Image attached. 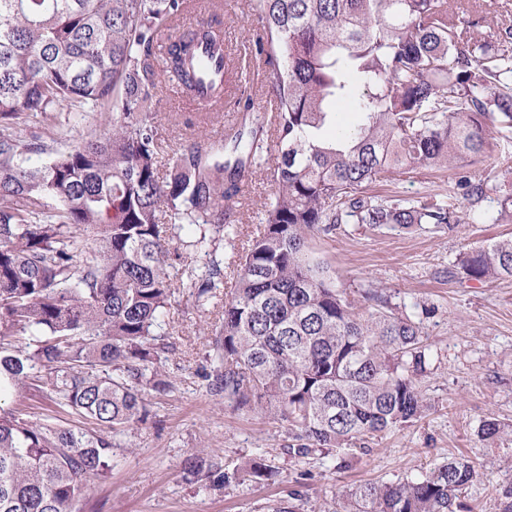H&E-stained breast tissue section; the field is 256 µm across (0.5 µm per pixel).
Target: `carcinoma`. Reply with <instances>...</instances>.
I'll return each mask as SVG.
<instances>
[{
	"label": "carcinoma",
	"mask_w": 512,
	"mask_h": 512,
	"mask_svg": "<svg viewBox=\"0 0 512 512\" xmlns=\"http://www.w3.org/2000/svg\"><path fill=\"white\" fill-rule=\"evenodd\" d=\"M192 0H0V392L32 389L108 433L54 427L0 407V512H75L87 482L111 470L115 437L144 421L147 397L173 388L162 361L175 290L213 315L210 389L236 411L288 423L290 452L364 445L427 414L421 378L432 362L416 315L385 293L355 310L308 253L342 224L451 230L464 221L433 195L382 197L372 183L406 167L456 169L491 156L512 134V26L469 36L455 0H253L257 55L271 69L270 118L251 96L217 140L166 154L150 121L162 79L196 94L199 47L221 41L209 23L182 29ZM176 29L164 53L160 33ZM348 104L360 116L336 122ZM112 115L104 133L33 162L14 125L50 130L62 112ZM280 161L257 234L230 291L217 242L239 186L268 140ZM236 156L219 159L226 144ZM471 209L487 186L454 182ZM512 220V191L497 216ZM194 234L173 246L184 227ZM200 253L205 269L186 262ZM181 264L179 283L170 268ZM465 278L512 277V239L460 259ZM29 342L14 348L8 338ZM512 424L480 420L483 440ZM184 473L213 488L269 481L254 458L226 471L199 456ZM476 478L464 458L399 483L346 489L336 512H454ZM295 489L271 512H301Z\"/></svg>",
	"instance_id": "cac0c4a2"
}]
</instances>
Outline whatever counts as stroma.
Listing matches in <instances>:
<instances>
[{
  "label": "stroma",
  "instance_id": "1",
  "mask_svg": "<svg viewBox=\"0 0 512 512\" xmlns=\"http://www.w3.org/2000/svg\"><path fill=\"white\" fill-rule=\"evenodd\" d=\"M458 6L461 17L483 18L485 37L494 36L500 24H512V0L491 5L458 0ZM192 14L224 36V108L200 111L191 99L172 101L168 86L157 85L151 120L175 148L204 134H220L240 93L251 95L261 112L273 102L268 75L251 56L257 17L250 0L220 9L204 2ZM106 127L105 115L91 111L61 120L46 133L22 118L15 133L23 143L64 151L88 130ZM279 159L276 147H268L236 200L234 221L220 243L226 272H233L242 245L260 224L274 191L266 170ZM468 171L491 188L512 184V137L499 140L494 159ZM453 178V171L419 165L384 177L371 191L408 199L428 194L452 198L466 215L454 230L429 224L409 230L348 224L336 235L311 242L313 257L327 266L338 286L347 288L351 299L361 300L363 291L378 289L400 310L419 315L433 351L426 381L432 408L425 417L386 431L364 449L329 448L305 458L289 454L287 423L232 410L223 397L210 393L202 376L212 366L208 338L201 333L208 317L180 294L169 328L174 350L166 363L173 388L151 397L147 420L117 436L110 477L89 481L81 512H266L267 505L287 499L295 488L304 494L303 512H334L351 485L402 482L462 454L470 458L477 477L459 493L455 512H502L512 494V439L480 441L477 426L488 415L512 422V279L472 281L463 277L458 262L471 249L512 236V222L497 220L495 198L473 211L461 196H449ZM0 407L25 408L64 426H90L77 415L57 412L53 402L28 390L5 396ZM199 452L228 470L261 456L278 475L264 484L214 490L184 476L186 458Z\"/></svg>",
  "mask_w": 512,
  "mask_h": 512
}]
</instances>
